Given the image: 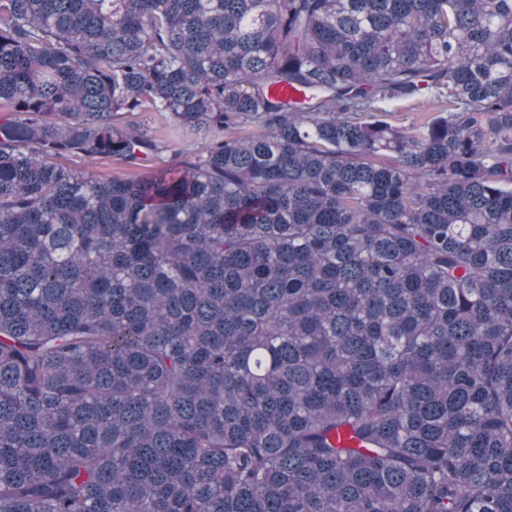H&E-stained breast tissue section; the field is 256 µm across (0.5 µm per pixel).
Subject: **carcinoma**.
Listing matches in <instances>:
<instances>
[{"label":"carcinoma","instance_id":"1","mask_svg":"<svg viewBox=\"0 0 512 512\" xmlns=\"http://www.w3.org/2000/svg\"><path fill=\"white\" fill-rule=\"evenodd\" d=\"M0 512H512V0H0ZM430 99L421 102H397L386 106L388 110L395 112V118L390 121L396 124L408 125L412 122H420L424 117L429 115L433 109ZM138 120L157 131L160 138L165 140L166 148L161 153L160 159L146 163L140 169L128 170L116 157H100L88 163L80 159L67 161L71 167L88 170L97 178L106 180L112 176H133L149 178L161 166L175 165L178 162L194 160L201 150V140L195 136L176 134L165 125V120L158 112H145L140 114Z\"/></svg>","mask_w":512,"mask_h":512}]
</instances>
